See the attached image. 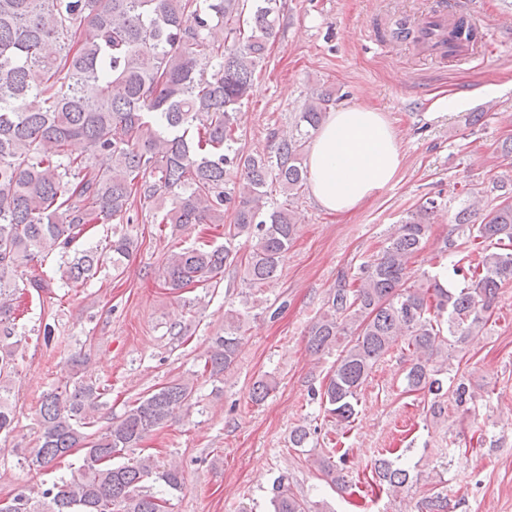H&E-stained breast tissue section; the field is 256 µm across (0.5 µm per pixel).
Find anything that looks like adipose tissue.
I'll return each mask as SVG.
<instances>
[{"mask_svg":"<svg viewBox=\"0 0 512 512\" xmlns=\"http://www.w3.org/2000/svg\"><path fill=\"white\" fill-rule=\"evenodd\" d=\"M400 145L381 112L363 105L330 112L307 158L313 198L345 214L386 188L400 167Z\"/></svg>","mask_w":512,"mask_h":512,"instance_id":"1","label":"adipose tissue"}]
</instances>
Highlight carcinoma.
Segmentation results:
<instances>
[{"label":"carcinoma","mask_w":512,"mask_h":512,"mask_svg":"<svg viewBox=\"0 0 512 512\" xmlns=\"http://www.w3.org/2000/svg\"><path fill=\"white\" fill-rule=\"evenodd\" d=\"M280 12V0H0V435L14 430L6 385L20 343L12 277L54 250L67 253L89 225L130 223L137 199L153 204L173 232L222 224L229 211L224 244L168 252L164 285L177 291L223 275L236 260L231 245L239 237L251 241L246 281L275 277L298 216L291 206L269 204L270 187L290 196L304 189L303 148L333 102L327 91L309 98L298 112L297 135L269 153L237 147L239 108L253 95ZM81 25L89 35L77 42ZM76 141L84 153H72ZM437 207L429 198L402 220L353 287L331 292L309 327L311 351L337 353L328 383L312 396L341 430L354 422L364 384L400 340L410 356L404 392L432 395L433 416L446 412L443 375L457 408L476 400L450 360L482 335L501 290L512 283V202L481 214L478 224L473 210L456 214L457 229L478 249L464 287L447 288L435 275L408 287V262L425 248ZM132 247L126 235L110 241L112 269L122 267ZM101 258L96 249L82 251L59 265L60 280L85 284ZM245 324L243 313H224V334L211 338L202 373L218 380L234 366ZM275 386L269 376L259 378L251 400L263 402ZM104 391L73 375L42 396L38 447L28 465L39 470L76 448L85 450L83 464L37 500L17 493L8 512H165L167 500L145 483L178 491L179 468L149 456L131 464L112 460L196 405L194 382L174 379L137 399L92 438L83 429ZM315 462L338 488L352 487L330 460ZM372 466L388 489L408 488L409 471L388 454L379 453ZM272 505L273 512H310L282 478ZM423 508L449 512L448 490L434 487Z\"/></svg>","instance_id":"cac0c4a2"}]
</instances>
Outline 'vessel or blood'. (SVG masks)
I'll use <instances>...</instances> for the list:
<instances>
[{
	"mask_svg": "<svg viewBox=\"0 0 512 512\" xmlns=\"http://www.w3.org/2000/svg\"><path fill=\"white\" fill-rule=\"evenodd\" d=\"M481 0H433L428 12L407 22L408 37L396 24L384 26L386 41L404 42L419 55L438 61H461L492 44Z\"/></svg>",
	"mask_w": 512,
	"mask_h": 512,
	"instance_id": "1",
	"label": "vessel or blood"
}]
</instances>
